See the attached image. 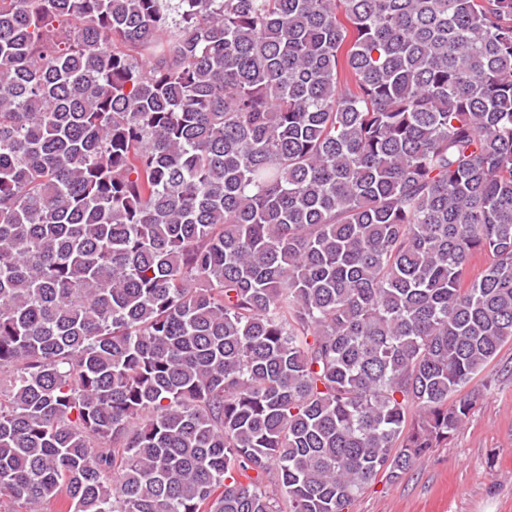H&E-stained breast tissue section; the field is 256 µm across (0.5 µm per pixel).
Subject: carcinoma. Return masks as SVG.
I'll return each instance as SVG.
<instances>
[{
  "label": "carcinoma",
  "instance_id": "1",
  "mask_svg": "<svg viewBox=\"0 0 512 512\" xmlns=\"http://www.w3.org/2000/svg\"><path fill=\"white\" fill-rule=\"evenodd\" d=\"M512 341V0H0V512H343Z\"/></svg>",
  "mask_w": 512,
  "mask_h": 512
}]
</instances>
